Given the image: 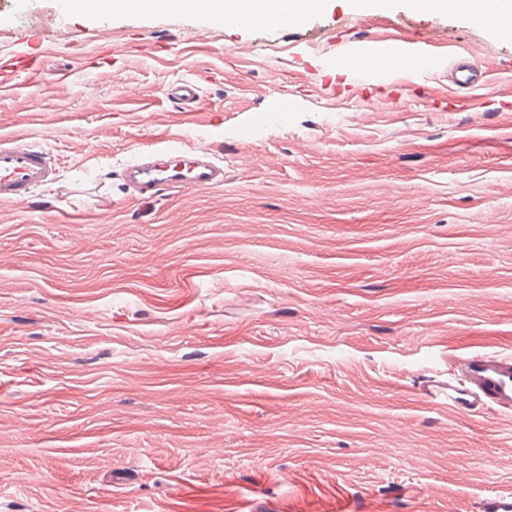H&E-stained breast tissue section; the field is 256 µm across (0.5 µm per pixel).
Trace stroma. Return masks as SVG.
I'll return each instance as SVG.
<instances>
[{
    "mask_svg": "<svg viewBox=\"0 0 512 512\" xmlns=\"http://www.w3.org/2000/svg\"><path fill=\"white\" fill-rule=\"evenodd\" d=\"M0 0L50 76L0 96L57 180L0 202V512H474L512 491V411L430 380L512 355V38L409 0H331L303 29L209 16H62ZM442 34L430 47L421 37ZM337 37L386 89L326 107L305 60ZM459 67L485 84L458 87ZM196 75L184 111L166 95ZM295 108L264 117L275 94ZM166 139L224 185L139 205L121 178Z\"/></svg>",
    "mask_w": 512,
    "mask_h": 512,
    "instance_id": "1",
    "label": "stroma"
}]
</instances>
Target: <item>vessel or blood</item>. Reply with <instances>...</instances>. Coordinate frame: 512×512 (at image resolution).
Returning <instances> with one entry per match:
<instances>
[{
	"instance_id": "1",
	"label": "vessel or blood",
	"mask_w": 512,
	"mask_h": 512,
	"mask_svg": "<svg viewBox=\"0 0 512 512\" xmlns=\"http://www.w3.org/2000/svg\"><path fill=\"white\" fill-rule=\"evenodd\" d=\"M327 70L355 66L359 54L349 49L328 46L320 50ZM8 64L14 81L0 86V95L19 93L27 86L34 67L21 50L10 53ZM169 98L190 106L200 100L197 79L182 78L167 89ZM122 175L137 196L148 198L165 189L203 190L224 183V164L207 148L176 142L154 148L127 164ZM56 179L55 161L49 151L26 134H0V202H15L32 190L52 184ZM458 376L449 380L448 406L463 413H479L495 406L512 411V355L499 353L460 357ZM475 512H512V491L496 492L479 498Z\"/></svg>"
}]
</instances>
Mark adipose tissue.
<instances>
[{"label": "adipose tissue", "mask_w": 512, "mask_h": 512, "mask_svg": "<svg viewBox=\"0 0 512 512\" xmlns=\"http://www.w3.org/2000/svg\"><path fill=\"white\" fill-rule=\"evenodd\" d=\"M328 0H112L113 9L132 13H195L214 19L231 18L243 9H250L255 25L279 23L285 13L303 16L326 8ZM440 13L484 14L490 26L505 35H512V0H432Z\"/></svg>", "instance_id": "obj_1"}]
</instances>
